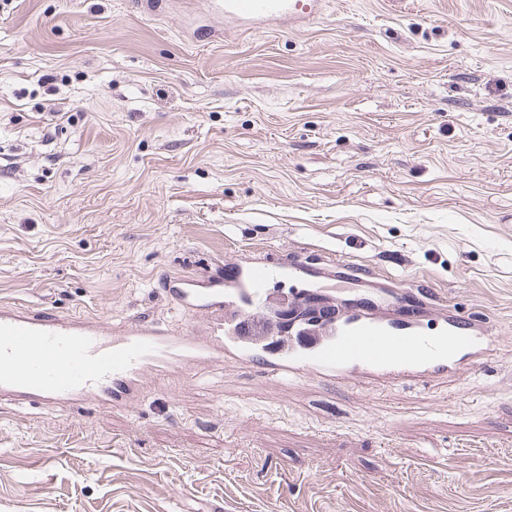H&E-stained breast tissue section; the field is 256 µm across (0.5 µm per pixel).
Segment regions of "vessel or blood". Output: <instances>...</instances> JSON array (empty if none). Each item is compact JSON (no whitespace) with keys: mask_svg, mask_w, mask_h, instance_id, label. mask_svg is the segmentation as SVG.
Listing matches in <instances>:
<instances>
[{"mask_svg":"<svg viewBox=\"0 0 512 512\" xmlns=\"http://www.w3.org/2000/svg\"><path fill=\"white\" fill-rule=\"evenodd\" d=\"M225 17L254 28L318 16L323 0H214ZM228 289L180 286V306L217 314L210 335L168 331L138 323L111 333L77 317L44 318L16 305L0 306V398L17 404H59L93 395L128 407L150 374L179 372L223 356L226 363L257 366L285 380L313 377L323 382L350 378L435 379L462 370L478 371L495 342L469 314L452 312L428 327L405 313L407 293L394 291L390 320L371 306L342 304L336 316L299 324L287 336H258L259 315L271 284L297 277L300 261L279 267L267 261L226 263Z\"/></svg>","mask_w":512,"mask_h":512,"instance_id":"obj_1","label":"vessel or blood"}]
</instances>
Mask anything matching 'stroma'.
Listing matches in <instances>:
<instances>
[{
  "instance_id": "stroma-1",
  "label": "stroma",
  "mask_w": 512,
  "mask_h": 512,
  "mask_svg": "<svg viewBox=\"0 0 512 512\" xmlns=\"http://www.w3.org/2000/svg\"><path fill=\"white\" fill-rule=\"evenodd\" d=\"M301 258L498 342L427 385L221 362L0 400V512H512V0L0 2V303L206 332L170 285ZM224 17L241 22L247 28L305 22L318 16L323 0H214Z\"/></svg>"
}]
</instances>
